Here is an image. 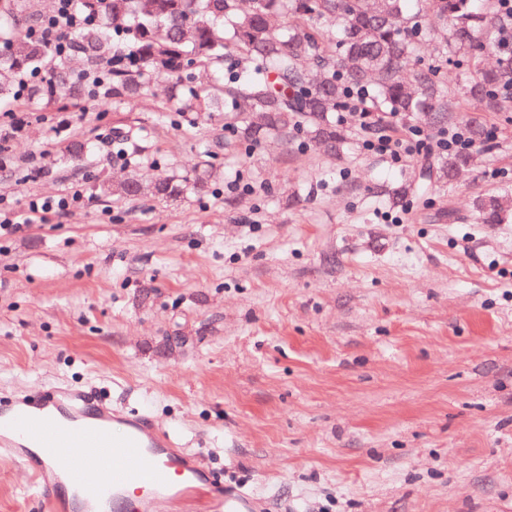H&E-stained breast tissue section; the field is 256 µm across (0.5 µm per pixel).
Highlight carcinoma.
I'll return each mask as SVG.
<instances>
[{"instance_id": "cac0c4a2", "label": "carcinoma", "mask_w": 512, "mask_h": 512, "mask_svg": "<svg viewBox=\"0 0 512 512\" xmlns=\"http://www.w3.org/2000/svg\"><path fill=\"white\" fill-rule=\"evenodd\" d=\"M31 0H6L0 18V97L26 74L45 68L29 91L50 100L56 88L79 92L69 61L54 59L45 44L30 37L41 18ZM79 0V10L94 23L72 35L75 54L94 67L112 63V96L130 100L163 74L171 81L175 110L203 115L231 108L233 123L247 146L272 141L293 143L298 136L340 157L350 137L332 119L345 107L349 86L368 89L371 112H394L430 130L464 123L474 142L488 133L473 117L458 115L441 70H462V99L489 112L512 111L496 89L512 83V67L485 57L499 55L503 21L491 6L485 12L472 0ZM435 46V60L417 63L420 46ZM240 57L247 73L224 77V61ZM473 152L443 156L428 177L446 184L473 162ZM108 195L150 194L164 200L181 195L183 183L147 179L133 173L103 181ZM420 189L414 178L380 189L391 203ZM512 198L488 195L477 201L486 224L498 223Z\"/></svg>"}]
</instances>
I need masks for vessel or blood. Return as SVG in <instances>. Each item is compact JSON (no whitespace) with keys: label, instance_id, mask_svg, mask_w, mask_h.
I'll return each mask as SVG.
<instances>
[{"label":"vessel or blood","instance_id":"b4317fda","mask_svg":"<svg viewBox=\"0 0 512 512\" xmlns=\"http://www.w3.org/2000/svg\"><path fill=\"white\" fill-rule=\"evenodd\" d=\"M115 419L86 395L59 391L35 404L22 394L0 407V454L28 459L36 499L53 512H158L173 498L195 499L204 512H250V501L211 485L196 456L143 421L115 434Z\"/></svg>","mask_w":512,"mask_h":512}]
</instances>
